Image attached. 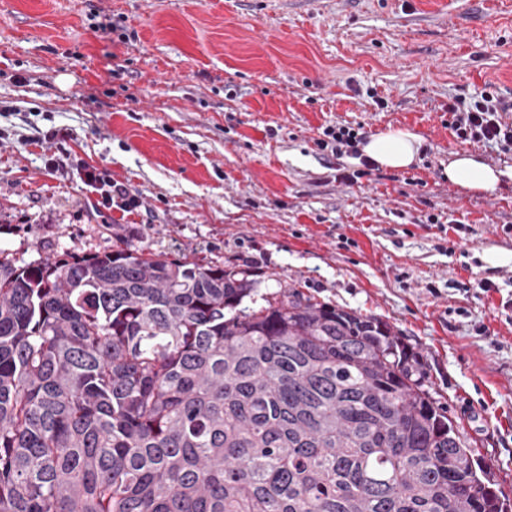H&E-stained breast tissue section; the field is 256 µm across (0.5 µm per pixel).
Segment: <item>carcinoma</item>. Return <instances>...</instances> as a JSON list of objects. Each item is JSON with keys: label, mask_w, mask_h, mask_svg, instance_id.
Wrapping results in <instances>:
<instances>
[{"label": "carcinoma", "mask_w": 512, "mask_h": 512, "mask_svg": "<svg viewBox=\"0 0 512 512\" xmlns=\"http://www.w3.org/2000/svg\"><path fill=\"white\" fill-rule=\"evenodd\" d=\"M257 285L0 250V512H509L389 323Z\"/></svg>", "instance_id": "cac0c4a2"}]
</instances>
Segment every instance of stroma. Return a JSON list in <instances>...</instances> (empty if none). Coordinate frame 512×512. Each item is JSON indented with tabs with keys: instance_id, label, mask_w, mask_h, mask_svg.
I'll return each mask as SVG.
<instances>
[{
	"instance_id": "stroma-1",
	"label": "stroma",
	"mask_w": 512,
	"mask_h": 512,
	"mask_svg": "<svg viewBox=\"0 0 512 512\" xmlns=\"http://www.w3.org/2000/svg\"><path fill=\"white\" fill-rule=\"evenodd\" d=\"M485 90L512 99V0H0V249L108 250L114 224L380 317L512 499V262L486 260L512 252V183L445 175L452 152L512 166L450 127ZM336 125L421 155L356 175L319 145ZM86 165L139 207L98 206Z\"/></svg>"
}]
</instances>
